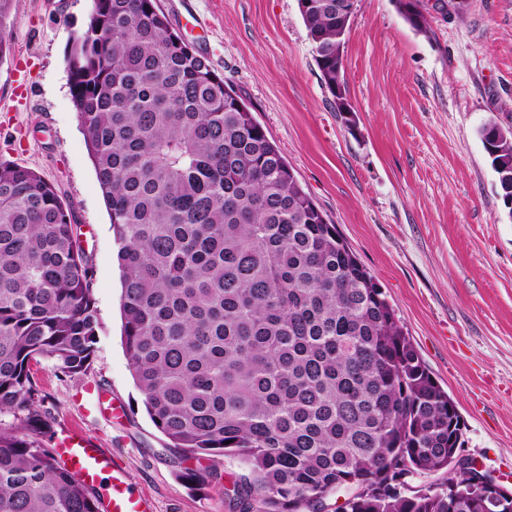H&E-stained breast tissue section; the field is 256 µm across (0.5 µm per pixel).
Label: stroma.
Returning a JSON list of instances; mask_svg holds the SVG:
<instances>
[{
	"label": "stroma",
	"mask_w": 512,
	"mask_h": 512,
	"mask_svg": "<svg viewBox=\"0 0 512 512\" xmlns=\"http://www.w3.org/2000/svg\"><path fill=\"white\" fill-rule=\"evenodd\" d=\"M171 26L230 78L301 184L383 289L454 400L463 450L512 488V216L478 135L512 128V0H468L413 30L394 0H359L344 66L355 125L334 107L297 0H159ZM92 0H13L0 64V159L37 171L68 204L93 265L97 341L78 378L33 366L47 439L101 442L156 512H228L241 468L216 478L168 448L122 344L121 271L79 127L66 55Z\"/></svg>",
	"instance_id": "obj_1"
}]
</instances>
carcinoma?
<instances>
[{
	"mask_svg": "<svg viewBox=\"0 0 512 512\" xmlns=\"http://www.w3.org/2000/svg\"><path fill=\"white\" fill-rule=\"evenodd\" d=\"M13 0H0V63ZM416 31L422 0H395ZM342 111L349 0H298ZM70 94L122 271L123 344L168 447L239 460L229 512H482L472 470L448 471L460 419L386 296L229 80L158 0H93L67 54ZM478 133L512 215V141ZM93 267L70 208L31 168L0 162V512H100L43 440L32 365L90 368ZM449 472L465 490L396 491Z\"/></svg>",
	"mask_w": 512,
	"mask_h": 512,
	"instance_id": "carcinoma-1",
	"label": "carcinoma"
}]
</instances>
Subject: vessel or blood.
Returning a JSON list of instances; mask_svg holds the SVG:
<instances>
[{"label": "vessel or blood", "instance_id": "obj_1", "mask_svg": "<svg viewBox=\"0 0 512 512\" xmlns=\"http://www.w3.org/2000/svg\"><path fill=\"white\" fill-rule=\"evenodd\" d=\"M56 453L86 486H104L106 512H155L153 502L133 490L127 471L95 440L69 434L58 443Z\"/></svg>", "mask_w": 512, "mask_h": 512}]
</instances>
